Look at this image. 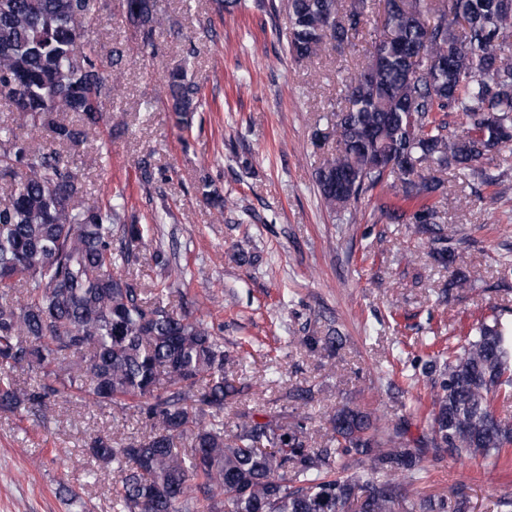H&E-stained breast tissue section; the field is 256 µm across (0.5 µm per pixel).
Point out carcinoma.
<instances>
[{
    "mask_svg": "<svg viewBox=\"0 0 512 512\" xmlns=\"http://www.w3.org/2000/svg\"><path fill=\"white\" fill-rule=\"evenodd\" d=\"M159 0H121L122 17L142 54L155 49ZM287 0L288 51L298 63L327 45L356 47L372 24L366 63L345 84V107L332 132L336 153L315 172L321 201L356 223L359 206L396 177L410 211L380 208L426 236L438 260L455 262V231L441 217L453 201L441 174L453 168L499 186L479 163L512 141V0ZM95 0H0V99L32 130L78 144L87 130L51 119L72 113L89 126L117 94L122 54L101 58L85 40ZM168 109L183 121L202 107L183 68L166 78ZM459 113L462 132L448 116ZM0 411H48L76 396L150 430L124 444L97 437L88 448L117 475L114 512H465L458 496L408 500L421 480L425 449L456 459L497 463L512 448V418L497 414L512 400V330L479 320L453 348L417 357L412 367L432 381L429 433L412 441L398 424L344 405L312 445L309 416L291 421L251 412L224 422V405L248 385L228 376L223 338L202 315L164 303L172 268L154 253L161 288L113 274L137 259L139 224L125 223V204L86 206L82 185L55 151L0 128ZM311 352L343 344L334 329L306 336ZM29 370L36 386L11 373Z\"/></svg>",
    "mask_w": 512,
    "mask_h": 512,
    "instance_id": "carcinoma-1",
    "label": "carcinoma"
}]
</instances>
